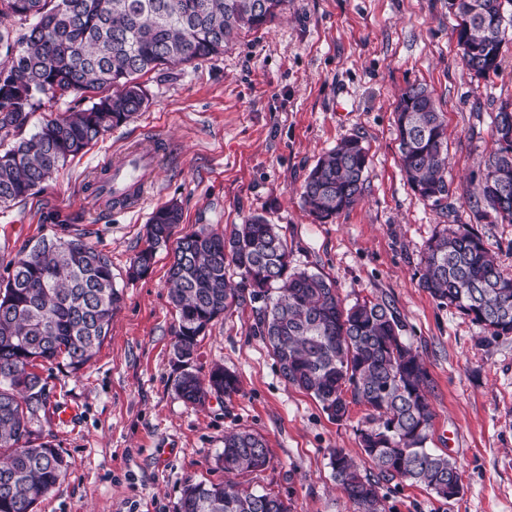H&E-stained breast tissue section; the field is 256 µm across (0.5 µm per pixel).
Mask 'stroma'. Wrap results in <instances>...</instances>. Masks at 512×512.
I'll list each match as a JSON object with an SVG mask.
<instances>
[{
	"instance_id": "stroma-1",
	"label": "stroma",
	"mask_w": 512,
	"mask_h": 512,
	"mask_svg": "<svg viewBox=\"0 0 512 512\" xmlns=\"http://www.w3.org/2000/svg\"><path fill=\"white\" fill-rule=\"evenodd\" d=\"M448 0H288L270 28L242 35L224 54L142 77L149 103L91 144L28 198L0 207V280L40 239L80 238L107 255L121 302L110 332L75 374L34 368L44 396L31 418L35 442L69 461L35 512H178L185 484L226 479L217 457L226 433L266 440L270 462L247 475L294 512H352L329 452L355 461L364 409L331 419L313 395L281 377L250 305L216 320L193 369L220 364L241 391L192 406L175 392L178 315L160 248L151 272L130 278L152 213L174 201L176 235L217 231L264 216L279 226L298 269L333 281L348 304L385 301L429 373L430 447L456 460L463 491L446 501L408 481L383 483L389 512H512V335L482 343L480 327L419 285L420 254L439 224H470L512 274V224L475 222L478 183L495 149L490 115L512 102V46L498 77H474L458 56ZM427 86L448 127V207L422 200L399 167L394 112L402 91ZM356 137L371 159L360 203L320 222L301 186L318 158ZM157 165L137 204L108 206L88 190L129 152ZM71 406L62 423L53 411Z\"/></svg>"
}]
</instances>
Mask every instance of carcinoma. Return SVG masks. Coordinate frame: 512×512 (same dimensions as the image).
I'll use <instances>...</instances> for the list:
<instances>
[{
	"label": "carcinoma",
	"instance_id": "obj_1",
	"mask_svg": "<svg viewBox=\"0 0 512 512\" xmlns=\"http://www.w3.org/2000/svg\"><path fill=\"white\" fill-rule=\"evenodd\" d=\"M287 3L0 0V137L21 131L57 98L97 93L88 108L45 120L30 138L0 152V205L35 194L69 158L145 108L140 77L224 53L241 34L268 28ZM508 5L512 0H460L455 11L454 32L471 48L460 59L480 79L500 75ZM12 17L32 23L14 36L5 26ZM395 124L407 183L432 206L446 208L447 127L425 87L404 90ZM491 135L497 148L480 186L484 207L474 216L512 224V123L500 111L491 116ZM368 169L361 140H341L304 181L309 213L323 221L351 209L363 196ZM181 218L175 204L153 213L131 274L151 269ZM419 265L420 286L479 324L482 340L512 334V276L472 225H440ZM10 266L0 282V512H34L66 475L68 461L51 443L30 441L42 386L28 368L60 361L73 373L82 369L107 335L121 296L109 258L79 239L43 240ZM168 281L178 312L174 389L184 401L239 393L234 373L216 366L202 380L190 363L208 326L233 304L249 302L253 332L267 340L287 383L312 393L338 420L351 402L365 408L356 434L377 477L362 473L342 450L330 453L333 476L354 512H386L381 478L420 484L448 501L461 494L457 463L427 448L434 418L428 371L386 302L346 305L331 281L291 268L287 241L259 215L228 235L202 227L175 240ZM218 461L229 473L261 471L269 463L266 440L250 430L231 432ZM178 512H292V504L237 482H199L184 488Z\"/></svg>",
	"mask_w": 512,
	"mask_h": 512
}]
</instances>
